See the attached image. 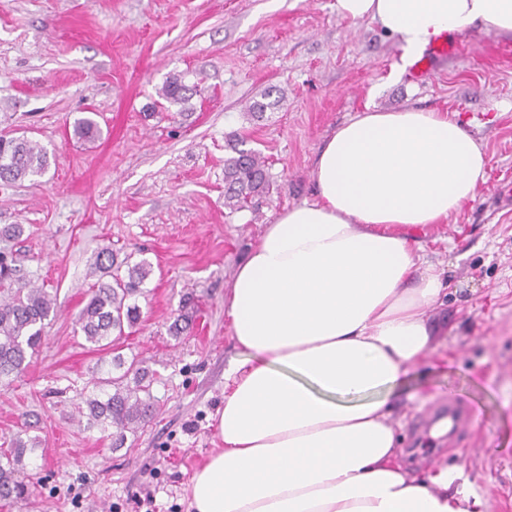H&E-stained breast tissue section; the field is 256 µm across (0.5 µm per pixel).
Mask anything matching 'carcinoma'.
<instances>
[{
	"mask_svg": "<svg viewBox=\"0 0 512 512\" xmlns=\"http://www.w3.org/2000/svg\"><path fill=\"white\" fill-rule=\"evenodd\" d=\"M191 95L193 90L179 78L167 81L160 91L161 99L171 106L188 103ZM279 103L280 99L274 98L270 89L262 99L249 103L247 113L259 120ZM74 134L81 139H93L100 135V128L93 118L80 117L74 121ZM228 148L231 154L224 158V207L238 211L253 197L269 192L271 183L259 152L245 148L242 139L231 140ZM1 154L8 161L0 164V185L41 177L48 168L46 149L25 138L1 135ZM93 273L99 278L77 322L86 341L114 344L140 319L136 298L144 293L152 265L145 258L134 261L130 255L120 260L112 249L103 247L97 253ZM56 306L57 294L18 277L9 252L1 248L0 380L20 373L38 352ZM112 370L117 375L103 379L112 391L93 396L86 404L90 424L115 428L114 442L120 444L126 431L134 430L153 416L155 406L149 386L145 385L144 370L133 362L125 365L119 355L112 357ZM25 448L26 442L18 438L10 451L0 453V508L17 504L29 493L28 485L16 478Z\"/></svg>",
	"mask_w": 512,
	"mask_h": 512,
	"instance_id": "cac0c4a2",
	"label": "carcinoma"
}]
</instances>
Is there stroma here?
<instances>
[{
    "mask_svg": "<svg viewBox=\"0 0 512 512\" xmlns=\"http://www.w3.org/2000/svg\"><path fill=\"white\" fill-rule=\"evenodd\" d=\"M462 54L413 79L398 38L335 0H0V135L49 156L46 173L0 187V227L21 273L56 291L57 312L29 367L0 383V449L34 439L18 476L26 500L6 512H190L189 484L220 446L224 369L238 350L224 316L237 265L283 210L314 198L320 146L365 109L454 114L489 157L478 198L455 221L409 229L446 272L437 353L413 367L396 413L414 466L460 473L486 512H512V62L498 37L463 32ZM194 94L154 109L172 75ZM282 100L254 121L249 101ZM94 113L102 135L72 132ZM267 162L273 190L241 211L224 206L229 137ZM138 251L153 273L141 319L116 349L86 342L76 317L100 248ZM194 326L173 336L179 314ZM153 374L154 415L113 447L86 400L113 355ZM465 415L457 439L437 414Z\"/></svg>",
    "mask_w": 512,
    "mask_h": 512,
    "instance_id": "stroma-1",
    "label": "stroma"
}]
</instances>
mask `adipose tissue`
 Masks as SVG:
<instances>
[{
  "instance_id": "1",
  "label": "adipose tissue",
  "mask_w": 512,
  "mask_h": 512,
  "mask_svg": "<svg viewBox=\"0 0 512 512\" xmlns=\"http://www.w3.org/2000/svg\"><path fill=\"white\" fill-rule=\"evenodd\" d=\"M406 58L480 26L512 39V0H336ZM487 158L444 112L368 110L320 147L314 200L281 211L235 270L224 314L221 448L194 473L191 512H481L448 470L400 463L395 402L433 352L442 274L406 229L475 201Z\"/></svg>"
}]
</instances>
